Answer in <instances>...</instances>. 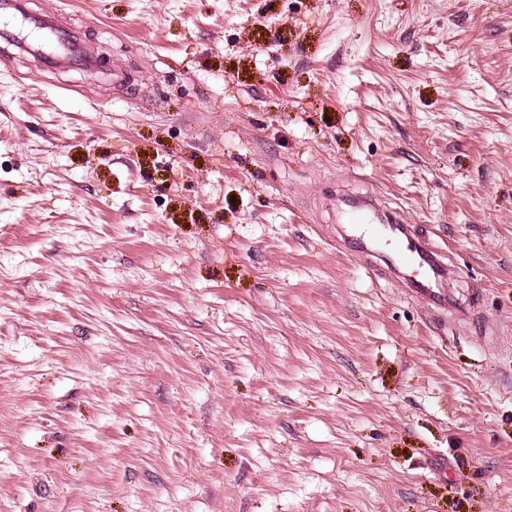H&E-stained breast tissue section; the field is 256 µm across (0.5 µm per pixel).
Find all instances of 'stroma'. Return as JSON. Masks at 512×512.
<instances>
[{
  "label": "stroma",
  "instance_id": "1",
  "mask_svg": "<svg viewBox=\"0 0 512 512\" xmlns=\"http://www.w3.org/2000/svg\"><path fill=\"white\" fill-rule=\"evenodd\" d=\"M27 6L101 68L0 39V512H512V0ZM345 234L339 244L350 243L355 251L384 250L392 261L415 270L410 292L431 310H448L453 299L448 291V272L439 261L440 249L425 237H414L408 224H399L397 212H386L371 196L340 199ZM378 214V223L371 214Z\"/></svg>",
  "mask_w": 512,
  "mask_h": 512
}]
</instances>
